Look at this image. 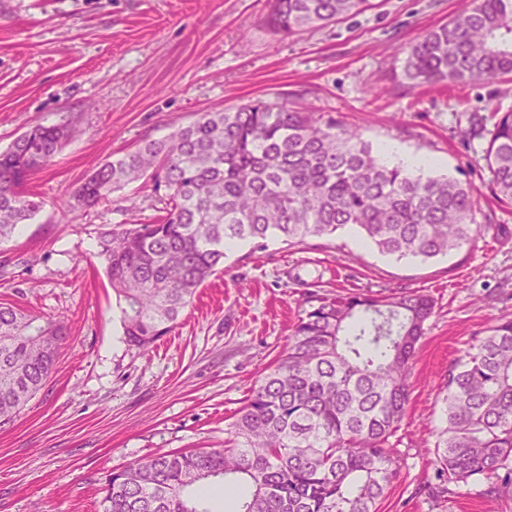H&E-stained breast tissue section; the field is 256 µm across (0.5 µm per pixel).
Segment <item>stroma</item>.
Segmentation results:
<instances>
[{"mask_svg":"<svg viewBox=\"0 0 512 512\" xmlns=\"http://www.w3.org/2000/svg\"><path fill=\"white\" fill-rule=\"evenodd\" d=\"M469 0H371L342 22L283 37L267 0H0V150L27 127L75 118L78 131L28 190L44 206L0 245V301L65 316L52 377L0 426V512H101V479L156 452L220 448L304 307L302 282L336 292L420 288L434 300L393 441L405 463L381 512H505L460 486L443 507L418 489L434 477V442L451 362L500 317L512 318V206L490 192L484 141L463 140L471 115L512 110V76L493 83L408 87L409 42ZM311 106L374 146L436 159L435 174L478 190L472 246L429 261L380 255L354 230L288 246L266 240L228 253L181 324L147 351L128 347L94 245L101 225L153 213L129 186L81 216L64 203L94 168L199 113L256 100Z\"/></svg>","mask_w":512,"mask_h":512,"instance_id":"stroma-1","label":"stroma"}]
</instances>
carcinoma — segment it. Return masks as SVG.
<instances>
[{
  "label": "carcinoma",
  "instance_id": "carcinoma-1",
  "mask_svg": "<svg viewBox=\"0 0 512 512\" xmlns=\"http://www.w3.org/2000/svg\"><path fill=\"white\" fill-rule=\"evenodd\" d=\"M368 0H269L268 28L285 36L358 15ZM512 74V0H471L410 44L411 87L494 82ZM69 115L36 125L0 151V244L19 236L44 202L30 177L72 140ZM463 138L486 140L492 193L512 205V111L492 128L473 116ZM151 184L156 215L109 224L95 250L121 311L128 346L146 350L178 325L229 247L269 238L304 245L346 228L384 255L423 261L474 242L477 189L446 175L390 165L336 118L286 101L203 112L163 139L90 172L67 202L86 212L112 193ZM287 346L251 388L222 448L149 454L103 482L102 512H216L205 491L232 495L229 512H379L404 458L390 442L402 422L411 370L434 301L421 290L306 293ZM65 317L44 319L0 302V425L47 384L66 339ZM437 503L459 485L512 500V318L491 322L448 368ZM508 482L497 484L499 472Z\"/></svg>",
  "mask_w": 512,
  "mask_h": 512
}]
</instances>
